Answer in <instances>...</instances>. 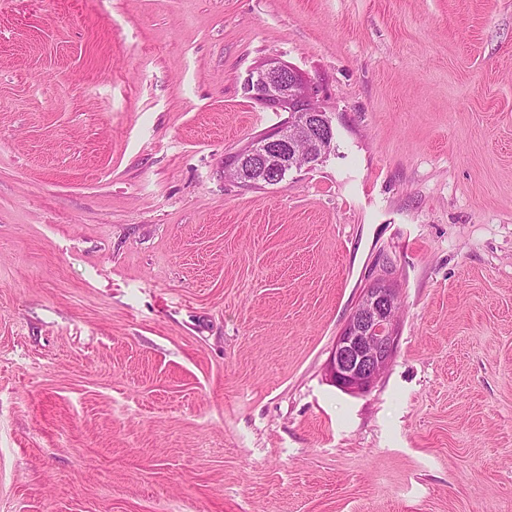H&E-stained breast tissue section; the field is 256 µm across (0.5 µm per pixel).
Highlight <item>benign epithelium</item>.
Returning a JSON list of instances; mask_svg holds the SVG:
<instances>
[{
    "label": "benign epithelium",
    "instance_id": "1",
    "mask_svg": "<svg viewBox=\"0 0 512 512\" xmlns=\"http://www.w3.org/2000/svg\"><path fill=\"white\" fill-rule=\"evenodd\" d=\"M246 90L266 108L288 113V120L260 145L248 148L245 158L266 170L278 171L285 164L284 152L291 149V131H300L307 138L314 162L327 155L333 125L321 105L322 92L315 81L291 64L270 59L252 69ZM399 308V291L389 278L379 277L365 289L329 361L336 386L366 392L377 381L396 350Z\"/></svg>",
    "mask_w": 512,
    "mask_h": 512
}]
</instances>
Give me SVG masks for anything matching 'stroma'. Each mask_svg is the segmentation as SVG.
I'll return each instance as SVG.
<instances>
[{"instance_id":"1","label":"stroma","mask_w":512,"mask_h":512,"mask_svg":"<svg viewBox=\"0 0 512 512\" xmlns=\"http://www.w3.org/2000/svg\"><path fill=\"white\" fill-rule=\"evenodd\" d=\"M274 58L335 137L246 187ZM0 512H512V0H0ZM399 308V291L389 278L379 277L365 289L329 361L336 386L366 392L377 381L396 350Z\"/></svg>"}]
</instances>
